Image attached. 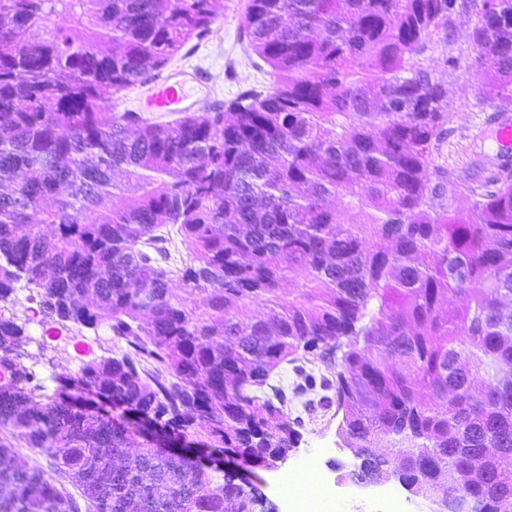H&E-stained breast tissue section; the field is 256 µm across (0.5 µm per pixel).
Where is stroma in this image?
I'll return each mask as SVG.
<instances>
[{"label": "stroma", "mask_w": 512, "mask_h": 512, "mask_svg": "<svg viewBox=\"0 0 512 512\" xmlns=\"http://www.w3.org/2000/svg\"><path fill=\"white\" fill-rule=\"evenodd\" d=\"M247 0H217L216 19L210 35L201 41L190 40L162 70L165 78L182 80L186 87L184 100L177 112H152L153 122L175 120L177 114L204 112L218 101L236 96L244 89L272 86V69L252 51L243 30ZM474 7L455 16L447 41H432L428 55L434 60L456 58L455 69L438 68L437 75L448 86V138L441 146L442 160L459 183L467 184L501 169L506 158L497 143L494 124L501 114L512 115V103L482 100L478 97L481 77L473 66L474 46L469 33L475 23ZM12 311L17 323L27 329L28 341L23 361L37 373L43 395L60 390L65 377L79 371L85 358H112L126 351L124 341L112 335L106 326L86 329L74 324L61 329L57 338H49L47 329L53 323L46 318L36 292L17 289ZM303 397H289V417H301L304 426L299 448L274 466L261 469L263 492L276 507L284 501L274 486V477L283 470L310 464L314 474L334 490L323 503L322 512H388L384 495L387 485L360 487L339 479L332 464L349 461L338 435L340 421L335 410L303 408Z\"/></svg>", "instance_id": "1"}]
</instances>
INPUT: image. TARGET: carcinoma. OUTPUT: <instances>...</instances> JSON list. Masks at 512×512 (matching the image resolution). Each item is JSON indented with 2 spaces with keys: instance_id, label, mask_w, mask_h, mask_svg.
Listing matches in <instances>:
<instances>
[{
  "instance_id": "1",
  "label": "carcinoma",
  "mask_w": 512,
  "mask_h": 512,
  "mask_svg": "<svg viewBox=\"0 0 512 512\" xmlns=\"http://www.w3.org/2000/svg\"><path fill=\"white\" fill-rule=\"evenodd\" d=\"M467 4L248 0L274 84L157 123L111 111L112 94L208 36L214 0H0V302L34 289L58 323L106 325L128 347L44 398L25 328L0 313V512H276L201 458L269 467L298 446L271 383L288 362L306 389L334 391L322 399L342 409L358 474L388 467L374 448L389 440L426 501L466 491L498 512L490 493H512V171L454 180L447 85L420 61ZM476 8L482 97L511 103L512 0ZM462 191L468 211H450ZM173 274L200 305L172 293ZM16 441L54 473L17 462ZM448 471L458 485L441 486Z\"/></svg>"
}]
</instances>
